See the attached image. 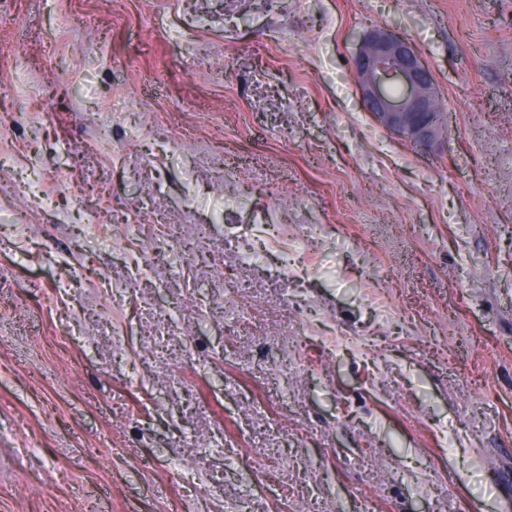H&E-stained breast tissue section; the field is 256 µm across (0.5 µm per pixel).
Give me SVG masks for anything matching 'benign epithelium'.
Listing matches in <instances>:
<instances>
[{"label":"benign epithelium","mask_w":512,"mask_h":512,"mask_svg":"<svg viewBox=\"0 0 512 512\" xmlns=\"http://www.w3.org/2000/svg\"><path fill=\"white\" fill-rule=\"evenodd\" d=\"M352 74L380 127L421 150L442 137L445 113L437 111L434 74L407 39L386 27L372 28L353 56Z\"/></svg>","instance_id":"1"}]
</instances>
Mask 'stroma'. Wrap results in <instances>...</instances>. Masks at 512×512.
<instances>
[{
	"mask_svg": "<svg viewBox=\"0 0 512 512\" xmlns=\"http://www.w3.org/2000/svg\"><path fill=\"white\" fill-rule=\"evenodd\" d=\"M0 512H512V0H0ZM352 74L380 127L420 150L442 137L446 118L441 105L437 112L434 74L407 39L386 27L372 28L353 56Z\"/></svg>",
	"mask_w": 512,
	"mask_h": 512,
	"instance_id": "35a3bbf8",
	"label": "stroma"
}]
</instances>
